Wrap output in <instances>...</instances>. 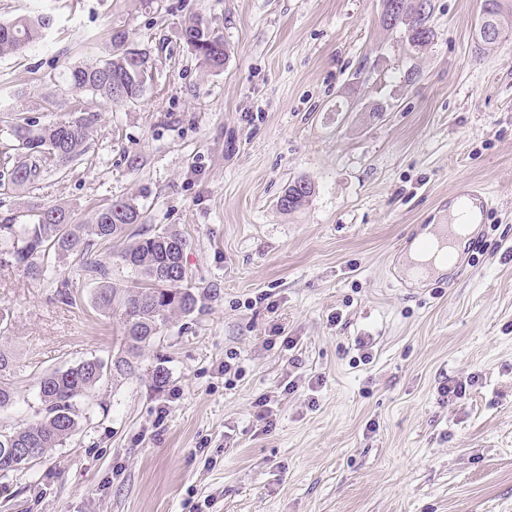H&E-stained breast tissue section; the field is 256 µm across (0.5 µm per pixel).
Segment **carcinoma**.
I'll return each mask as SVG.
<instances>
[{"label":"carcinoma","mask_w":512,"mask_h":512,"mask_svg":"<svg viewBox=\"0 0 512 512\" xmlns=\"http://www.w3.org/2000/svg\"><path fill=\"white\" fill-rule=\"evenodd\" d=\"M483 12L495 23L497 37L512 30V0H484ZM404 29L410 45L423 47L434 33L423 34L418 28L423 18L418 11L387 21ZM54 25L50 15H37L0 23V55L15 54L29 44L44 38ZM183 38L188 47L203 62L220 69L226 60L223 37L205 33L193 24L185 29ZM149 48L128 42L126 35L112 37V49L98 62L76 66L66 74V82L75 91H90L109 100L136 101L143 96L152 77ZM95 115L80 112L66 121L42 123L24 113L10 116V131L25 151L24 161L9 170V182L24 186L39 181L51 166L48 156H58L63 166L73 161L84 149ZM141 213L134 200L116 199L97 210L91 224H76L71 210L52 206L32 214L28 224H22L13 235L11 257L32 278L43 274L37 258L52 254L58 259L76 257L82 267L99 276L94 294V306L112 312L121 319V353L126 368L121 375L135 371L134 360L157 336L176 313L188 314L197 304L195 294L183 287L186 272L181 269L188 241L181 233L161 229L154 232L131 233L140 223ZM122 243L118 252L121 262L134 272L128 284L107 280L103 266L92 259V240ZM106 365L99 358L86 359L63 370L46 373L38 378L41 408L31 421L8 432L0 431V472L19 469L11 448H38L45 455L61 445L78 429L81 418L80 400L101 380L97 369ZM15 365L12 356L0 349V410L14 402L12 377Z\"/></svg>","instance_id":"obj_1"}]
</instances>
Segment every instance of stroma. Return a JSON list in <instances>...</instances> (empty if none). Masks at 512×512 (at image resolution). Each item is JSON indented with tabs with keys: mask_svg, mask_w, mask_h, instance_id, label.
I'll list each match as a JSON object with an SVG mask.
<instances>
[{
	"mask_svg": "<svg viewBox=\"0 0 512 512\" xmlns=\"http://www.w3.org/2000/svg\"><path fill=\"white\" fill-rule=\"evenodd\" d=\"M432 5L415 48L381 0H0V22L54 18L0 56V110L97 116L65 170L0 186V224L50 206L88 224L134 199L143 227L188 240L197 297L133 375L82 399L75 435L0 477V512H512V34L476 50L482 0ZM193 23L223 36L222 69L184 42ZM117 32L154 57L141 99L73 92L67 68ZM300 176L312 197L281 211ZM471 182L492 204L461 275L403 284L409 234ZM44 268L0 263L16 364L0 428L40 409L38 375L120 351L96 277L72 258ZM474 374L464 399L440 396Z\"/></svg>",
	"mask_w": 512,
	"mask_h": 512,
	"instance_id": "obj_1",
	"label": "stroma"
}]
</instances>
